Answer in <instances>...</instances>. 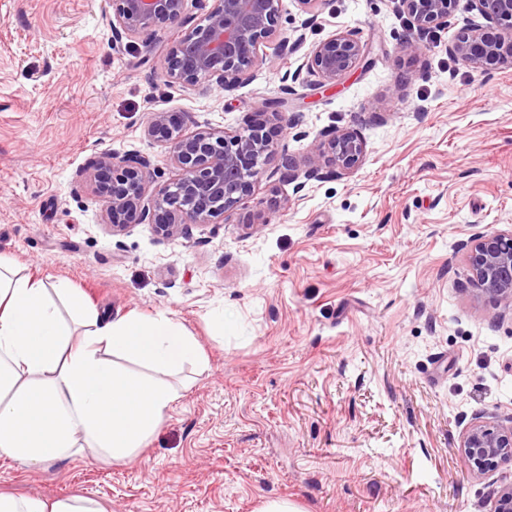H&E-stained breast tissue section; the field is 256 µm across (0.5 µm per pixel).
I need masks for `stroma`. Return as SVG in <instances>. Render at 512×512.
Instances as JSON below:
<instances>
[{"label":"stroma","mask_w":512,"mask_h":512,"mask_svg":"<svg viewBox=\"0 0 512 512\" xmlns=\"http://www.w3.org/2000/svg\"><path fill=\"white\" fill-rule=\"evenodd\" d=\"M103 0H0V255L65 279L101 312L165 315L207 362L136 458L26 469L0 458V491L84 495L110 512H491L512 464L468 473L460 438L475 417H512V308L469 283L461 245L512 230V66L449 55L482 18L456 0L447 27L418 36L391 0H320L289 68L330 35L368 52L336 87L308 77L283 94L257 65L223 94L166 82L175 34L112 45ZM422 50L410 55L407 42ZM286 98L298 127L224 217L166 239L152 225L113 234L90 176L98 156L153 166L146 197L177 170L149 139L152 112L239 129ZM366 144L354 171L301 189L327 129Z\"/></svg>","instance_id":"stroma-1"}]
</instances>
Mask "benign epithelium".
Here are the masks:
<instances>
[{
    "instance_id": "7a95c632",
    "label": "benign epithelium",
    "mask_w": 512,
    "mask_h": 512,
    "mask_svg": "<svg viewBox=\"0 0 512 512\" xmlns=\"http://www.w3.org/2000/svg\"><path fill=\"white\" fill-rule=\"evenodd\" d=\"M204 0H107L104 16L112 29V44L177 29L180 36L169 48L164 77L170 84L202 87L209 92L232 90L261 63L282 73L283 91L295 92L302 68L288 70L286 51H297L302 39H288L280 27V0H211L199 21L188 4ZM489 21L459 33L448 53L473 69L487 71L512 63V0H472ZM413 31L424 33L448 25L455 0H393ZM279 40L281 51L269 55L265 45ZM367 46L354 34L340 32L315 44L307 54L309 72L319 84L334 85L350 73L365 55ZM183 112L151 113L145 134L169 148L170 163L178 178L159 188L151 203L144 204L149 158L136 152L104 153L93 165L97 193L106 203L112 232L130 224L148 222L157 235L176 238L189 223H207L224 215L249 195L262 173L261 165L274 155L267 124L282 119L281 111L268 104L255 113L246 127L228 131L204 127L184 133ZM365 142L354 129L333 130L326 145L308 159L306 178L319 176L326 157L342 170L358 168L365 156ZM470 278L480 291L512 306V231L484 232L462 244ZM460 454L473 473L512 463V423L491 426L472 423L463 433ZM492 512H512V482L497 492Z\"/></svg>"
}]
</instances>
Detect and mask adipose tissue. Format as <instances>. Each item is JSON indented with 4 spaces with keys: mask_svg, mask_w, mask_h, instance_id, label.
Masks as SVG:
<instances>
[{
    "mask_svg": "<svg viewBox=\"0 0 512 512\" xmlns=\"http://www.w3.org/2000/svg\"><path fill=\"white\" fill-rule=\"evenodd\" d=\"M193 336L166 316H103L67 282L0 257V457L26 468L71 457L125 462L179 397ZM0 512H107L99 500L0 493Z\"/></svg>",
    "mask_w": 512,
    "mask_h": 512,
    "instance_id": "1",
    "label": "adipose tissue"
}]
</instances>
